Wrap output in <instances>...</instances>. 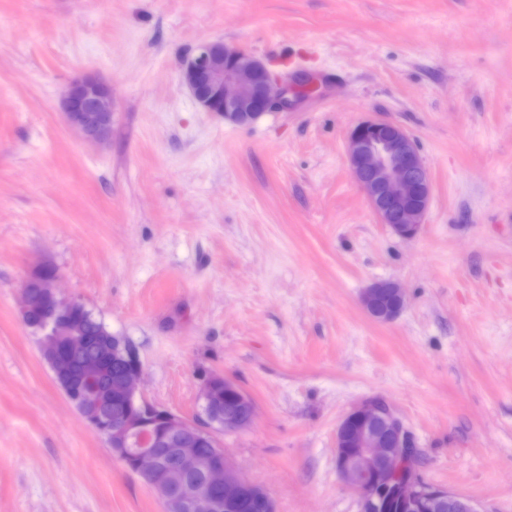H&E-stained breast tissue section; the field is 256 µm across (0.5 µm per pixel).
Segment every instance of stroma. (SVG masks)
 <instances>
[{"mask_svg": "<svg viewBox=\"0 0 512 512\" xmlns=\"http://www.w3.org/2000/svg\"><path fill=\"white\" fill-rule=\"evenodd\" d=\"M288 80L241 126L181 80L198 44ZM112 86V134L67 123V83ZM416 137L417 237L380 224L345 151L365 119ZM202 419L216 374L253 400L215 432L277 512H358L336 428L385 400L430 484L512 512V0H0V512H163L68 401L21 320L38 262ZM399 282L371 319L360 297ZM391 300L384 305V299ZM361 304L366 313L378 322H389L403 309L405 295L403 289L394 281H379L366 288L361 296Z\"/></svg>", "mask_w": 512, "mask_h": 512, "instance_id": "stroma-1", "label": "stroma"}]
</instances>
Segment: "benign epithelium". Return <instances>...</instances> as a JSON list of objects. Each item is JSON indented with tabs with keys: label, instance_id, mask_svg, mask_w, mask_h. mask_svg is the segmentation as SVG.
I'll list each match as a JSON object with an SVG mask.
<instances>
[{
	"label": "benign epithelium",
	"instance_id": "obj_1",
	"mask_svg": "<svg viewBox=\"0 0 512 512\" xmlns=\"http://www.w3.org/2000/svg\"><path fill=\"white\" fill-rule=\"evenodd\" d=\"M182 79L199 106L237 125L290 104L288 84L277 81L247 50L221 41L198 45L184 61ZM63 107L70 125L89 140L101 142L111 134V84L93 77L75 79L66 87ZM347 156L379 222L401 238L413 239L424 224L432 190L417 141L395 122L365 120L351 130ZM45 267H35L22 284L21 319L44 332L42 358L83 420L163 501L165 512H232L246 497L260 499L264 512H276L265 489L235 473L209 432L215 422L226 434L249 428L255 416L250 397L224 376L213 375L202 390L205 423L194 424L145 399L138 387L141 363L124 337L96 342L97 357L75 364L71 351L89 345L90 339L72 321L89 309L61 292L58 274L40 278ZM361 304L372 319L389 322L404 307V291L394 281L375 282L362 294ZM109 360L124 365L115 382L121 409L112 414L110 394L101 382L102 365ZM204 439L210 442L207 453L198 450ZM171 442L177 443L175 466L161 459ZM335 447L336 470L357 494L359 512H481L473 500L424 483L412 466L415 448L408 431L382 401L368 400L349 411L337 427ZM192 473L223 485L224 497L210 486L189 485Z\"/></svg>",
	"mask_w": 512,
	"mask_h": 512
}]
</instances>
